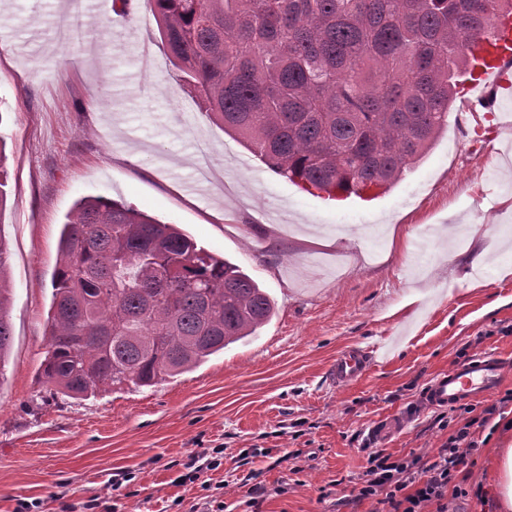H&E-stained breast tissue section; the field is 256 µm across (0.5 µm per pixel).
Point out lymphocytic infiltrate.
<instances>
[{
  "label": "lymphocytic infiltrate",
  "instance_id": "obj_1",
  "mask_svg": "<svg viewBox=\"0 0 512 512\" xmlns=\"http://www.w3.org/2000/svg\"><path fill=\"white\" fill-rule=\"evenodd\" d=\"M478 447L465 425L449 436L426 465L416 456L394 461L383 451L369 452L364 478L351 502L374 499L387 512H448V496L484 500L481 486L465 488L455 482L458 468Z\"/></svg>",
  "mask_w": 512,
  "mask_h": 512
}]
</instances>
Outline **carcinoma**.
I'll return each instance as SVG.
<instances>
[{"label":"carcinoma","instance_id":"cac0c4a2","mask_svg":"<svg viewBox=\"0 0 512 512\" xmlns=\"http://www.w3.org/2000/svg\"><path fill=\"white\" fill-rule=\"evenodd\" d=\"M167 56L214 121L275 173L335 197L390 188L448 128L468 43L512 0H146ZM0 225V382L10 351ZM45 382L55 394L152 386L268 324L239 265L125 202L67 215L52 281Z\"/></svg>","mask_w":512,"mask_h":512}]
</instances>
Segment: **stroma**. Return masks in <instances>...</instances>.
Masks as SVG:
<instances>
[{
  "label": "stroma",
  "instance_id": "obj_1",
  "mask_svg": "<svg viewBox=\"0 0 512 512\" xmlns=\"http://www.w3.org/2000/svg\"><path fill=\"white\" fill-rule=\"evenodd\" d=\"M74 0H0V138L7 144L8 201L0 215L10 251L13 342L0 384V512L19 501L37 512H195L206 494L224 512H337L351 498L370 450L424 458L463 425V409L431 406L434 378L483 352L512 357V182L503 132L496 152L471 146L493 107L456 98L426 156L385 195L350 199L344 215L266 168L242 138L224 132L180 85L145 0L127 25L117 10L84 17L59 40ZM127 202L178 225L208 251L237 263L275 302L256 336L152 387L84 399L50 394L42 374L58 242L77 201ZM481 256L490 278L457 287ZM348 346L377 347L368 374L347 387L327 369ZM507 376L475 416L480 448L456 481L492 491L501 449L512 448ZM402 417L378 436L374 424ZM223 447L224 461L179 482L190 455ZM267 449L264 457L247 456ZM287 463H280V456ZM298 474H291V467ZM270 490L251 509L245 484ZM133 473L136 496L113 499L115 475Z\"/></svg>",
  "mask_w": 512,
  "mask_h": 512
}]
</instances>
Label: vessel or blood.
Returning <instances> with one entry per match:
<instances>
[{
    "mask_svg": "<svg viewBox=\"0 0 512 512\" xmlns=\"http://www.w3.org/2000/svg\"><path fill=\"white\" fill-rule=\"evenodd\" d=\"M469 53L480 64L476 77L464 85L466 91L482 96L497 89L512 90V19L496 16L491 34L474 41ZM376 360L370 348H351L337 353L329 370L333 382L342 386L362 379ZM512 361L497 353H481L455 364L431 384L428 401L434 406H451L491 394L499 386Z\"/></svg>",
    "mask_w": 512,
    "mask_h": 512,
    "instance_id": "obj_1",
    "label": "vessel or blood"
}]
</instances>
